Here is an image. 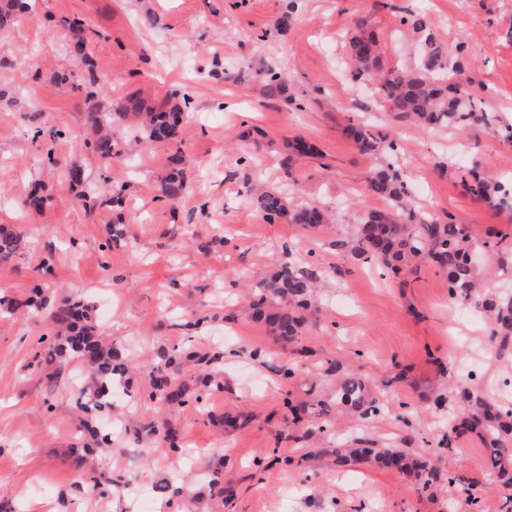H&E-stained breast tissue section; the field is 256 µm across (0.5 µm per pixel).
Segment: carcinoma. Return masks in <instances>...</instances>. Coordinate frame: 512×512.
<instances>
[{
  "instance_id": "obj_1",
  "label": "carcinoma",
  "mask_w": 512,
  "mask_h": 512,
  "mask_svg": "<svg viewBox=\"0 0 512 512\" xmlns=\"http://www.w3.org/2000/svg\"><path fill=\"white\" fill-rule=\"evenodd\" d=\"M29 0H6L0 9V27L26 17ZM412 31L420 34L419 55L408 67L388 68L378 51V39L364 22L358 23L348 41V54L355 64L352 79L369 81L374 95L398 119H409L425 128L455 127L465 129L490 124L488 113L480 106V86L472 80L446 82L439 75L449 68L448 55L432 28L429 16L414 12L403 20ZM98 92L87 95L88 119L93 132L95 152L102 158L112 157L113 118L136 119L138 137L147 142L175 140L183 126L185 112L174 107L167 112L144 111L143 103L130 100L120 112H101L96 101ZM344 134L364 155L376 156L393 148L392 143L374 135L366 125H348ZM180 159H172L162 190L172 201L180 199L186 184ZM471 182V192L479 201L494 207L512 208V188L474 170H464ZM65 179L71 187L82 188L84 203L96 199V189L87 180L83 167L70 164ZM367 189L389 201V206L367 213L356 229L355 250L375 259L397 274L418 260L435 265L445 276L451 297L465 300L478 296L479 269L475 266L473 235L463 224H439L408 208L407 187L391 163L373 168L367 179ZM252 201L269 223L288 218L293 224H323L325 210L315 206L291 207L278 192H253ZM20 247L18 236L0 226V262L10 260ZM312 272L283 267L262 279L251 289L249 316L268 325L285 343H292L305 322L304 312L315 287ZM496 325L497 333L512 335V293L492 294L478 300ZM45 315L53 336L45 346L43 364L49 366L65 357L81 367V384L76 399L78 408L89 418L112 410V390L117 385L128 387L129 363L119 359L112 344L97 333L89 308L71 294L50 299L44 289L35 288L24 302ZM194 358L191 352L173 350L161 357L150 374V397L164 405L196 403L213 388L221 387L210 374L197 376L200 384L195 396L187 394L178 382L184 365ZM336 404L358 412L363 419L376 415L380 407L370 396L365 383L355 377L341 380L336 390ZM448 426L457 431L469 428L480 433L484 441L489 472L501 488L509 491L502 506L512 512V408L488 394L467 396L456 413L448 417ZM94 449L86 444L76 449L72 464L85 469L87 481L81 489L96 493L104 484L118 485L105 476L106 468L92 463ZM340 465L361 463L424 477L423 488H429L438 478V470L429 461H422L404 448H343L336 450Z\"/></svg>"
}]
</instances>
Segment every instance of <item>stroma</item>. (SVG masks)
<instances>
[{"instance_id": "stroma-1", "label": "stroma", "mask_w": 512, "mask_h": 512, "mask_svg": "<svg viewBox=\"0 0 512 512\" xmlns=\"http://www.w3.org/2000/svg\"><path fill=\"white\" fill-rule=\"evenodd\" d=\"M28 18L0 29V225L23 237L0 265V291L20 307L0 313V501L14 512H136L180 456L167 432L198 455L224 459L223 496L196 484L178 512H474L449 489L457 474L483 491V512L504 494L479 436L448 437V414L465 396L507 394L512 344L501 346L474 301L448 294L430 263L393 275L357 256L361 218L380 205L366 190L375 164L343 133L363 121L395 142L392 161L414 207L442 224H464L479 241L482 281L512 289V210L478 202L460 177L474 166L512 180V143L495 129L427 130L387 112L352 81L345 36L360 19L376 30L385 65L412 63L419 34L403 26L428 13L451 65L482 85V106L512 122V0H30ZM290 15L287 31L277 29ZM93 70L67 57L74 32ZM285 75L291 100L270 96L266 72ZM69 73L59 84L57 74ZM100 87L106 109L138 97L160 111L182 105L177 140L143 143L122 122L114 154L87 142L85 97ZM301 138L314 153L290 156ZM180 154L186 190H161ZM81 164L100 207L86 211L62 180ZM294 205L317 206L316 226L268 223L251 203L253 183ZM46 202L23 208L33 190ZM125 224L126 245L105 227ZM288 264L316 273L318 286L296 343L239 311L246 280ZM80 296L120 358L136 366L129 396L113 399L105 461L124 482L87 494L69 450L90 442L72 394L75 361L57 363L56 385L31 362L44 320L24 302L34 285ZM188 348L222 379L204 408L164 407L146 393L143 364ZM294 363L285 380L279 367ZM368 385L383 408L375 421L338 409V378ZM319 412L315 427L293 423L292 405ZM405 448L441 473L430 488L387 468L338 466L339 448Z\"/></svg>"}]
</instances>
